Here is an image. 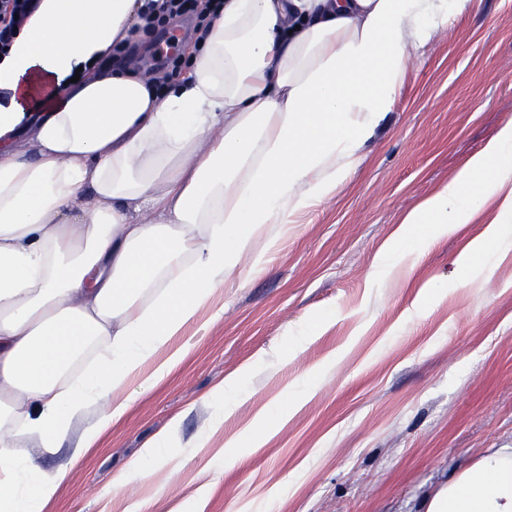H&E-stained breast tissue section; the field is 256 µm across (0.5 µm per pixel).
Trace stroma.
<instances>
[{"mask_svg":"<svg viewBox=\"0 0 512 512\" xmlns=\"http://www.w3.org/2000/svg\"><path fill=\"white\" fill-rule=\"evenodd\" d=\"M512 122V0H471L360 146V164L304 213L264 269L230 275L224 310L172 346L180 362L134 398L43 512H421L488 448H512V252L458 258L499 220L399 240L404 216ZM238 376V393L212 392ZM306 393L263 448L227 458L257 410ZM222 427H215L216 416ZM173 465L128 476L146 442Z\"/></svg>","mask_w":512,"mask_h":512,"instance_id":"stroma-1","label":"stroma"}]
</instances>
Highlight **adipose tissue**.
Segmentation results:
<instances>
[{
  "mask_svg": "<svg viewBox=\"0 0 512 512\" xmlns=\"http://www.w3.org/2000/svg\"><path fill=\"white\" fill-rule=\"evenodd\" d=\"M146 0H39L0 54V512H41L68 476L54 454L93 416L98 443L180 361L173 337L224 280L261 269L296 215L359 163L404 71L470 0H224L183 74L149 46ZM500 220L461 266L512 251V125L410 211L412 239ZM166 359H159L160 351ZM424 512H512V448H490ZM91 417L92 416H89L86 420L79 421L74 425L71 438L64 442L61 448H59L54 455L39 457L41 466L49 470L67 467L69 465L72 448L75 447L76 442L78 441Z\"/></svg>",
  "mask_w": 512,
  "mask_h": 512,
  "instance_id": "adipose-tissue-1",
  "label": "adipose tissue"
}]
</instances>
